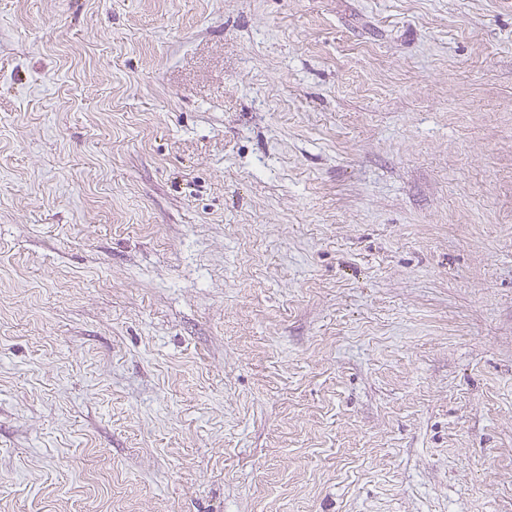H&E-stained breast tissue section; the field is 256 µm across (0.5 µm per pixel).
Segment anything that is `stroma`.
Wrapping results in <instances>:
<instances>
[{"instance_id":"35a3bbf8","label":"stroma","mask_w":512,"mask_h":512,"mask_svg":"<svg viewBox=\"0 0 512 512\" xmlns=\"http://www.w3.org/2000/svg\"><path fill=\"white\" fill-rule=\"evenodd\" d=\"M0 512H512V0H0Z\"/></svg>"}]
</instances>
